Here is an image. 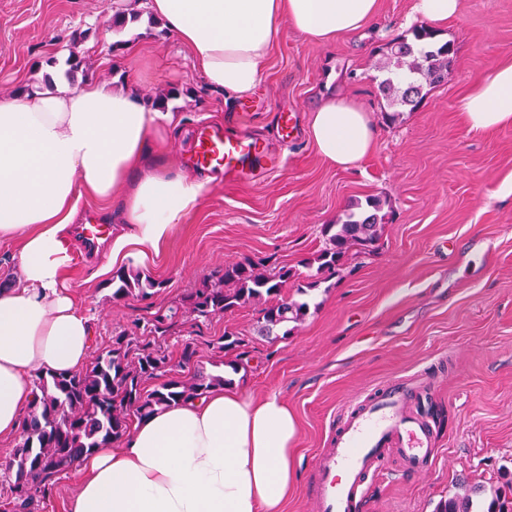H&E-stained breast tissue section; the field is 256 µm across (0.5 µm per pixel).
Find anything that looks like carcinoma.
Returning a JSON list of instances; mask_svg holds the SVG:
<instances>
[{"label":"carcinoma","mask_w":512,"mask_h":512,"mask_svg":"<svg viewBox=\"0 0 512 512\" xmlns=\"http://www.w3.org/2000/svg\"><path fill=\"white\" fill-rule=\"evenodd\" d=\"M437 32L420 25L411 37H398L386 44L384 61L377 66L378 91L393 109L388 117L413 110L429 89L444 82L454 55L453 45L436 40ZM384 202L369 197L345 214L340 224H326L328 246L304 262L320 271L333 270L352 249L372 247L381 235ZM292 270L280 268L264 273L249 261L224 266L211 279L147 321L140 334L112 337V346L98 352L84 368L49 377L37 375L40 396L23 419L13 453L0 463L4 475L13 478L11 497L3 512H32L35 493L46 489L54 476L71 467L82 454L121 439L134 421L156 411L198 398L215 388L233 384L228 372L203 369L182 375L170 365L163 343L187 321H205L250 303H264L257 332L278 336L277 330L300 323L309 305L282 295ZM161 284L132 269L112 275V301L130 297L146 300ZM158 376L164 381L146 391L142 384ZM502 485L490 490L487 508H475L481 485L463 487L441 500L434 512H512V472L502 476Z\"/></svg>","instance_id":"cac0c4a2"}]
</instances>
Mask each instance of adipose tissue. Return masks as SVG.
Here are the masks:
<instances>
[{
	"instance_id": "ef3b65f1",
	"label": "adipose tissue",
	"mask_w": 512,
	"mask_h": 512,
	"mask_svg": "<svg viewBox=\"0 0 512 512\" xmlns=\"http://www.w3.org/2000/svg\"><path fill=\"white\" fill-rule=\"evenodd\" d=\"M186 46L207 84L248 99L284 26L328 45L374 20L378 0H148ZM466 126L512 124V60L457 102ZM178 125L171 112L96 81L0 99V239L18 240L22 281L0 289V438L14 435L35 399L32 373L75 372L92 325L63 284L71 257L62 232L81 197L119 201L128 233L113 260L158 249L196 208L206 179L170 175L150 162L152 144ZM315 151L340 169L372 151L376 129L347 97L311 114ZM299 424L286 400L229 386L133 424L120 441L74 464L79 488L68 512H284L296 482Z\"/></svg>"
}]
</instances>
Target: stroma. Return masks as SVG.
Segmentation results:
<instances>
[{
    "label": "stroma",
    "instance_id": "stroma-1",
    "mask_svg": "<svg viewBox=\"0 0 512 512\" xmlns=\"http://www.w3.org/2000/svg\"><path fill=\"white\" fill-rule=\"evenodd\" d=\"M409 8L410 0H379L372 24L329 46L287 29L255 96L231 102L206 85L147 0H122L127 21L118 32L109 0H0V97L34 84L50 90L75 56L82 61L78 84L126 88L149 105L179 89L163 106L181 120L175 141L156 146L158 169L188 175L196 133L214 122L258 138L280 157L256 179L212 184L158 250L130 259L160 282L151 299L112 301L108 258L82 260L75 241L65 284L92 320L96 352L225 265L292 269L284 293L302 297L309 312L285 338L256 336L260 308L248 305L185 324L167 342L176 360L194 340L195 364L211 371L223 358L216 342L233 334L247 354L238 384L256 398L276 392L287 400L299 436L298 480L285 512H310L319 449L350 403L396 377H431L418 403L433 410L437 455L422 476L391 466L369 487L363 512H433L459 484L490 489L503 469L512 470V125L472 130L456 110L478 76L512 58V0H459L457 14L436 27L439 40L455 48L447 80L391 123L374 65L387 41L410 33ZM116 41L122 49L110 52ZM335 95L357 100L378 133L350 171L327 164L309 141L311 112ZM283 111L292 114L297 136L278 134ZM369 196L387 201L375 246L349 254L333 271L305 266L325 246L323 226ZM77 490L78 475L67 469L35 497L33 512H66Z\"/></svg>",
    "mask_w": 512,
    "mask_h": 512
}]
</instances>
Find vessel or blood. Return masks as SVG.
Wrapping results in <instances>:
<instances>
[{"instance_id":"b4317fda","label":"vessel or blood","mask_w":512,"mask_h":512,"mask_svg":"<svg viewBox=\"0 0 512 512\" xmlns=\"http://www.w3.org/2000/svg\"><path fill=\"white\" fill-rule=\"evenodd\" d=\"M266 147L247 135L221 127L204 129L187 160L191 169L222 171L225 178L250 180ZM426 380L395 379L346 411L315 463L309 501L312 512H359L365 485L382 475L390 457L420 475L432 463L434 438L429 424L412 408Z\"/></svg>"}]
</instances>
